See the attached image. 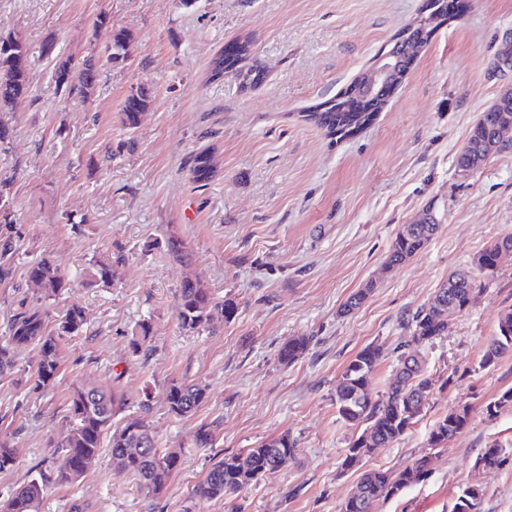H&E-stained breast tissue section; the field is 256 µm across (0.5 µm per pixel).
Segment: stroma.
Segmentation results:
<instances>
[{
    "instance_id": "1",
    "label": "stroma",
    "mask_w": 512,
    "mask_h": 512,
    "mask_svg": "<svg viewBox=\"0 0 512 512\" xmlns=\"http://www.w3.org/2000/svg\"><path fill=\"white\" fill-rule=\"evenodd\" d=\"M423 0H0V36L28 50L29 94L0 111L10 129L0 174L13 176L14 220L21 236L15 286L0 285V336L16 302L32 295L25 269L46 256L70 277L50 313L77 302L87 333L67 338L55 386L44 393L0 376V434L17 464L0 474V499L47 455L67 414L72 384L120 387L130 405L149 402L158 444L184 452L157 495L114 474L109 452L81 480L51 489L40 512H225L223 502L192 498L214 453L236 452L290 432L288 467L243 492L239 512H341L360 474L398 469L432 454L431 472L378 512H450L466 484L481 483L479 512H512V410L489 416L484 405L512 387V356L480 368L502 312L512 309V262L481 275L482 289L448 331L426 344L433 376L457 374L435 390L416 424L359 465L344 467L355 429L332 401L344 366L364 346L381 345L373 394L387 390L393 348L409 336L402 316L426 303L455 270L471 268L497 238L512 233V148L465 172L457 154L470 128L505 90L512 67V0H466L442 23L374 123L335 139L303 120L312 105L343 91L418 13ZM110 26L98 29V13ZM132 36L124 63L100 70L86 99L57 89L60 56L80 62L101 54L112 30ZM263 82L243 89L233 75L211 79L210 62L239 39ZM145 89L151 106L135 133L118 120L124 99ZM210 148L216 173L197 187L184 162ZM432 209L439 229L403 264L388 266L402 228ZM178 236L190 265L169 254ZM122 252L112 285L84 286L90 260ZM196 276L217 299L233 298L236 318L213 333L183 330L175 295ZM370 288L344 312L349 296ZM150 322L145 349L132 330ZM293 336L311 339L291 365L277 353ZM208 384L190 418L171 415L164 387L172 379ZM469 405L467 427L447 447L429 450L434 422ZM212 424L215 448H196L197 424ZM506 462L481 470L491 444Z\"/></svg>"
}]
</instances>
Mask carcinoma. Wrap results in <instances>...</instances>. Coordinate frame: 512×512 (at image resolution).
Returning <instances> with one entry per match:
<instances>
[{
    "instance_id": "1",
    "label": "carcinoma",
    "mask_w": 512,
    "mask_h": 512,
    "mask_svg": "<svg viewBox=\"0 0 512 512\" xmlns=\"http://www.w3.org/2000/svg\"><path fill=\"white\" fill-rule=\"evenodd\" d=\"M450 0H426L416 17L397 34L400 41L402 71L408 72L413 63L430 43L439 17L449 15ZM130 35L124 30L112 34V42L105 51L104 64L128 57ZM250 41L243 39L233 56L219 53L211 61V78L221 79L234 75L244 87L257 85L264 72L261 67L248 68L240 63L250 54ZM98 77L97 63L89 58L81 63L71 59H58L52 78L56 87L71 97H82L91 90ZM27 48L18 37H0V107L15 106L29 94ZM347 87L334 97L312 107L306 119L337 138L354 135L369 126L383 111L388 99L378 95L368 101L351 97ZM151 104L148 93L138 90L124 100L120 120L122 126L135 131ZM512 125V112L501 111L493 104L471 127L466 144L457 157L463 171L480 168L493 155L500 152L503 142L499 133ZM186 169L195 183L206 186L215 170L212 156L201 151L191 154ZM13 177L0 176V284L12 282L15 273L14 258L17 242L12 234L13 205L11 185ZM439 224L432 213H426L421 224H407L396 236L387 264L399 265L425 247L436 233ZM512 261V235H504L487 246L474 259L481 273L493 274L502 264ZM123 263L119 253L96 259L88 271L87 284H109L116 277V267ZM27 279L41 287L43 299H56L70 286L67 274L48 257L30 264ZM478 291L477 281L470 271L453 272L427 303L406 315L401 322L408 330L412 343L396 347L397 367L387 391L378 398L370 390L372 374L382 357L377 345L369 344L359 350L345 366L336 393L332 398L339 416L357 429V434L345 449L343 465L351 467L379 448H387L412 427L429 404L434 391L432 375L420 351L425 345L448 331V320L466 310ZM237 302L226 298L215 300L209 289L197 278L182 282L176 295V313L182 328L188 332L208 331L215 313L224 321L235 319ZM87 330L83 307L71 303L63 307L54 319L38 303L22 300L10 316L8 335L0 338V375L17 370L21 350L30 346L37 350L36 367L20 371L24 384L34 391H45L55 385L63 358L62 340L66 336H80ZM311 339L297 336L288 339L278 351L277 359L283 365L298 360L308 349ZM512 352V310L498 320L497 336L487 344L480 367L497 364L505 354ZM168 411L179 417L192 415L207 398V386L201 382L170 380L164 390ZM68 415L65 429L48 442L49 456L36 467V474L15 484L7 498L0 501V512H38L44 494L54 486L67 485L82 478L98 459L101 449L108 447L113 469L118 474L132 477L139 489L159 493L182 463V451L177 448H159L146 414L150 405H140L141 414L131 416L118 426L115 417L128 407L125 394L119 389H102L75 385L66 397ZM486 413L494 416L504 409H512V388L504 390L489 401ZM470 418L469 407L463 405L438 418L429 433L428 444L440 448L466 428ZM197 448H212L215 434L212 424L201 423L194 432ZM296 441L290 433L263 440L251 448L222 454L192 488V497L222 501L238 495L250 486L260 484L268 476L288 466L295 458ZM16 452L10 440L0 436V473H8L16 465ZM504 449L493 444L478 456L476 465L481 469H497L504 463ZM430 458L424 455L402 469H370L364 471L351 497L350 512H376L379 502L399 495L405 489L422 483L429 475ZM483 488L479 484L465 486L456 498L451 512H460L462 500L479 504Z\"/></svg>"
}]
</instances>
